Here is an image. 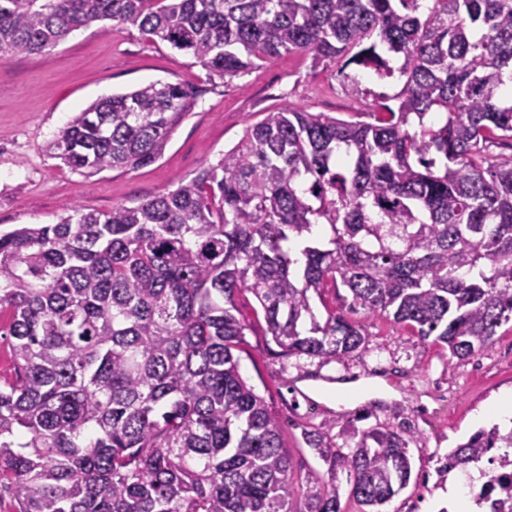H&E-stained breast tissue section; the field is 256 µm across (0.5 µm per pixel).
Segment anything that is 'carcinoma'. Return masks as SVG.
Segmentation results:
<instances>
[{
    "label": "carcinoma",
    "instance_id": "1",
    "mask_svg": "<svg viewBox=\"0 0 512 512\" xmlns=\"http://www.w3.org/2000/svg\"><path fill=\"white\" fill-rule=\"evenodd\" d=\"M129 23L236 77L284 54L397 79L374 121L284 107L167 193L0 234V500L16 512H341L337 471L378 507L407 487L409 440L361 431L347 453L306 432L331 482L295 487L282 428L239 374V293L288 356L342 360L352 304L464 360L512 321V0H0V59L92 23ZM203 89L151 83L102 98L48 145L75 170L162 156ZM512 428L448 453L505 512L512 473L478 466Z\"/></svg>",
    "mask_w": 512,
    "mask_h": 512
}]
</instances>
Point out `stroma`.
<instances>
[{"instance_id": "stroma-1", "label": "stroma", "mask_w": 512, "mask_h": 512, "mask_svg": "<svg viewBox=\"0 0 512 512\" xmlns=\"http://www.w3.org/2000/svg\"><path fill=\"white\" fill-rule=\"evenodd\" d=\"M357 77L364 89L358 99L346 92L337 65L316 66L311 57L286 55L246 74L212 80L191 56L132 25L109 21L71 32L52 50L0 60V232L55 224L75 207L106 212L175 190L203 161H217L276 109L371 121L372 109L395 86L363 70ZM151 82L205 89L154 163L89 175L52 157L49 142L77 112ZM351 301L347 289L328 287L312 303L318 320L335 310L368 334L363 350L325 362L278 355L264 332L259 303L251 293L240 294L238 316L247 330L239 373L279 420L302 475L322 477L327 470L306 444L305 432L332 424L326 443L346 452L356 432L389 428L410 439L412 477L381 512H448L443 465L449 450L494 423L492 407L512 390V322L498 328L488 349L458 360Z\"/></svg>"}]
</instances>
